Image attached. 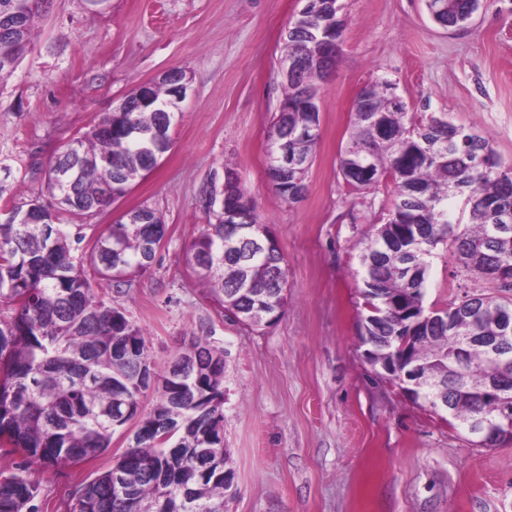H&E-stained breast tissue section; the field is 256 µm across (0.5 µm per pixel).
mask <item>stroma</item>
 Returning a JSON list of instances; mask_svg holds the SVG:
<instances>
[{
    "label": "stroma",
    "mask_w": 512,
    "mask_h": 512,
    "mask_svg": "<svg viewBox=\"0 0 512 512\" xmlns=\"http://www.w3.org/2000/svg\"><path fill=\"white\" fill-rule=\"evenodd\" d=\"M339 2L340 55L320 85V139L300 202L275 191L266 167L282 37L304 0H48L0 83V183L10 205L27 209L67 142L132 89L185 70L170 149L88 222L101 231L146 205L164 216L150 268L112 304L142 329L157 370L198 337L223 349L224 445L236 473L224 512H512V446H473L447 413L410 402L363 359L360 234L345 217L362 196L336 172L356 96L379 77L396 82L410 111L447 113L512 158V0H482L462 28L435 23L426 0ZM229 170L286 262L284 313L258 330L226 318L185 261L213 220L205 194ZM486 287L441 246L425 302ZM134 431L117 429L111 453L83 466L30 464L39 512H67L76 487L111 466Z\"/></svg>",
    "instance_id": "1"
}]
</instances>
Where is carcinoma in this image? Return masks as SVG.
I'll list each match as a JSON object with an SVG mask.
<instances>
[{
  "label": "carcinoma",
  "mask_w": 512,
  "mask_h": 512,
  "mask_svg": "<svg viewBox=\"0 0 512 512\" xmlns=\"http://www.w3.org/2000/svg\"><path fill=\"white\" fill-rule=\"evenodd\" d=\"M11 0H0V28L28 46L36 12L16 14ZM445 9L434 21L471 19L475 0H427ZM326 17L308 12L295 18L298 36L284 37L283 56L312 51V38ZM315 88L309 71L298 83L284 85L281 105L294 103L297 85ZM381 77L364 86L359 98L371 109L351 112V131L339 157V173L356 192L386 189L388 206L369 220L359 240L363 267L361 322L373 337L378 359L390 357L396 336H417L414 347L427 373L419 400L439 410L435 386L450 382L456 360L464 359L465 386L478 387L497 376L512 380V362L492 359L486 349L470 345L468 336H496L498 313L512 310V160L501 158L492 139L457 125L448 114L410 112ZM169 100L168 85L154 86V103L134 112L118 110L102 118L91 132L74 139L47 171L50 201H34L56 220L45 236L40 224H0V457H19L13 471H0V512H38V484L28 464L58 469L89 461L112 450V435L133 422L128 447L112 466L72 494L68 512H224V352L213 366L194 375L190 396L158 394L145 412L140 397L149 389L139 369L151 361L141 329L112 306V288L149 268L146 244L165 234L159 212L140 206L126 219L91 237L82 224H59L90 216L111 205L112 189H127L146 177L170 147L156 144L154 128ZM320 112L297 106L276 112L269 130L268 160L288 135L291 152L313 160ZM471 139L472 152L485 156L484 168L452 144ZM83 163L68 182L58 169L67 150ZM309 166L288 169L273 180L278 193L295 201L305 189ZM226 201L243 195L237 178L225 173ZM88 203H73V196ZM467 223L457 216V204ZM269 233L254 208L237 219L205 224L192 240L186 263L198 283L208 288L224 315L250 329L278 319L287 303L284 257L277 246L256 252L252 241ZM449 248L463 270L491 281L488 294H465L448 300L443 317L424 322L430 258L438 245ZM483 307L475 317H451L448 306ZM133 343L135 355L119 350ZM450 418L463 430L495 417V406L477 394L448 393ZM122 474L125 491L112 494V477Z\"/></svg>",
  "instance_id": "cac0c4a2"
}]
</instances>
